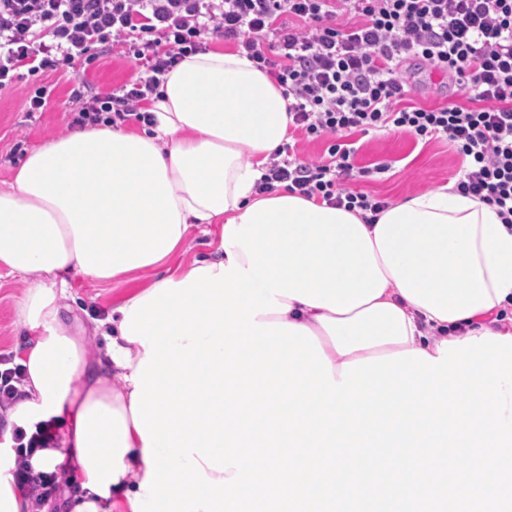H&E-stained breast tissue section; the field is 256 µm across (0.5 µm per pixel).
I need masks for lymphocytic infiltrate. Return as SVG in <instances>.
Returning a JSON list of instances; mask_svg holds the SVG:
<instances>
[{
  "label": "lymphocytic infiltrate",
  "instance_id": "f902f5d3",
  "mask_svg": "<svg viewBox=\"0 0 512 512\" xmlns=\"http://www.w3.org/2000/svg\"><path fill=\"white\" fill-rule=\"evenodd\" d=\"M221 37L282 88L293 130L334 136L303 160L285 145L257 184L374 214L384 201L351 189L362 177L353 133L396 128L443 138L463 157L456 189L496 206L512 227V0H0V89L24 75L91 63L100 46H126L137 76L100 101L75 94L78 122L149 121L142 104L163 75ZM411 60L454 78L461 100L421 107L403 67ZM52 422L15 430L11 472L34 506L54 475L31 459L52 447Z\"/></svg>",
  "mask_w": 512,
  "mask_h": 512
}]
</instances>
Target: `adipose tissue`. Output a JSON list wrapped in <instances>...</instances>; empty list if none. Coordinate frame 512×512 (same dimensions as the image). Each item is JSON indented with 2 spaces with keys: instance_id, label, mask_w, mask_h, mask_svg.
I'll return each instance as SVG.
<instances>
[{
  "instance_id": "obj_1",
  "label": "adipose tissue",
  "mask_w": 512,
  "mask_h": 512,
  "mask_svg": "<svg viewBox=\"0 0 512 512\" xmlns=\"http://www.w3.org/2000/svg\"><path fill=\"white\" fill-rule=\"evenodd\" d=\"M153 124L113 127L108 118L28 150L0 188V272L25 287L15 308L29 340L19 359L24 399L8 427L34 433L53 421L62 445L36 453L38 470L64 465L81 494L70 512H133L148 467L131 411V379L145 348L121 331L127 292L106 318L102 357L84 346L68 290L101 287L142 270L153 285L192 268L235 259L222 230L258 202L256 183L289 139L288 100L246 54L221 48L188 55L149 99ZM215 225L206 256L173 265L193 228ZM366 231L386 279L379 298L339 314L291 300L267 322L309 328L340 376L367 357L422 350L485 333L512 335V229L494 206L453 185L411 196Z\"/></svg>"
}]
</instances>
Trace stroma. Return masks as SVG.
<instances>
[{"label": "stroma", "mask_w": 512, "mask_h": 512, "mask_svg": "<svg viewBox=\"0 0 512 512\" xmlns=\"http://www.w3.org/2000/svg\"><path fill=\"white\" fill-rule=\"evenodd\" d=\"M406 72L413 87L411 104L429 107L458 94L451 78L429 71L427 66L410 62ZM133 74V64L123 48L108 46L99 48L96 60L81 65L76 74L29 76L15 87L0 89V182L10 179L23 150L73 130L74 91L104 97ZM41 86L47 89L43 111L26 112L27 97ZM352 140L358 147L355 164L371 171L370 176L354 183V190L390 204L455 183L462 166L461 156L442 138L424 142L402 130H374L355 133ZM23 287L17 279L0 280V352L15 354L27 344L15 310V297Z\"/></svg>", "instance_id": "stroma-1"}]
</instances>
